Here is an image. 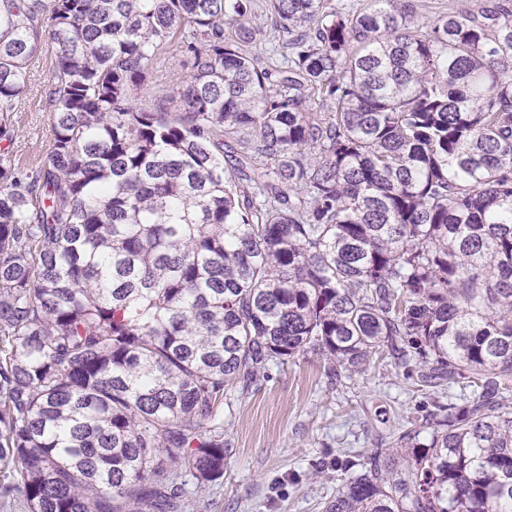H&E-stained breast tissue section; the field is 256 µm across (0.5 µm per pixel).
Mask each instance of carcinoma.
<instances>
[{
  "mask_svg": "<svg viewBox=\"0 0 512 512\" xmlns=\"http://www.w3.org/2000/svg\"><path fill=\"white\" fill-rule=\"evenodd\" d=\"M46 46L50 146L0 153V497L175 512L166 471L224 478L226 387L387 351L473 391L325 512H512V0H0L1 141ZM167 53L173 114L135 98Z\"/></svg>",
  "mask_w": 512,
  "mask_h": 512,
  "instance_id": "cac0c4a2",
  "label": "carcinoma"
}]
</instances>
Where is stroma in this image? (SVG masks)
I'll return each instance as SVG.
<instances>
[{"label": "stroma", "instance_id": "obj_1", "mask_svg": "<svg viewBox=\"0 0 512 512\" xmlns=\"http://www.w3.org/2000/svg\"><path fill=\"white\" fill-rule=\"evenodd\" d=\"M52 59L47 49L32 63L31 94L13 117L17 137L8 150L22 169L49 146ZM429 398L391 355L333 381L322 356L307 352L271 367L249 394L225 389L223 480L200 485L180 471L168 477L182 490V512H324L345 479L335 460L390 447L395 433L422 423Z\"/></svg>", "mask_w": 512, "mask_h": 512}]
</instances>
